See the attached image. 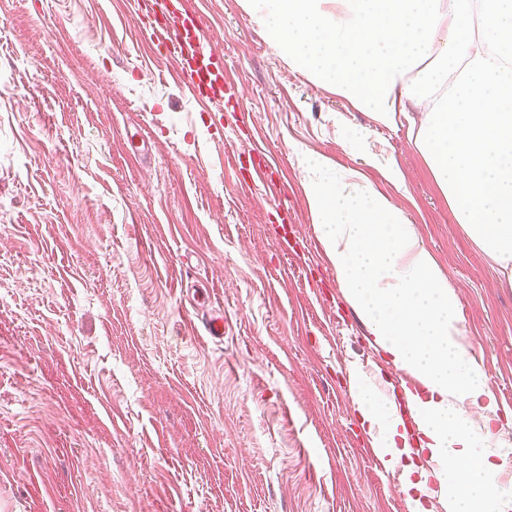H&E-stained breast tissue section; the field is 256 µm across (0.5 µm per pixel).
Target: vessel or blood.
<instances>
[{
	"mask_svg": "<svg viewBox=\"0 0 512 512\" xmlns=\"http://www.w3.org/2000/svg\"><path fill=\"white\" fill-rule=\"evenodd\" d=\"M163 22L145 26L144 34L154 45L168 48L176 62V83L202 105L223 100L224 65L221 54L206 38L205 27L189 0H158Z\"/></svg>",
	"mask_w": 512,
	"mask_h": 512,
	"instance_id": "b4317fda",
	"label": "vessel or blood"
}]
</instances>
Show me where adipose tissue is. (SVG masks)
<instances>
[{
	"mask_svg": "<svg viewBox=\"0 0 512 512\" xmlns=\"http://www.w3.org/2000/svg\"><path fill=\"white\" fill-rule=\"evenodd\" d=\"M289 64L381 123L423 107L417 132L455 220L503 272L512 273V0H246ZM306 190L313 222L347 301L374 343L415 377L409 415L366 385L353 398L384 466L401 468L414 512L437 471L458 465L445 512H512L498 492L495 454L475 452L472 412L497 405L461 335L459 299L402 211L356 171L312 158ZM419 431L410 441L407 419Z\"/></svg>",
	"mask_w": 512,
	"mask_h": 512,
	"instance_id": "adipose-tissue-1",
	"label": "adipose tissue"
}]
</instances>
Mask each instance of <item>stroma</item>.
I'll list each match as a JSON object with an SVG mask.
<instances>
[{"mask_svg": "<svg viewBox=\"0 0 512 512\" xmlns=\"http://www.w3.org/2000/svg\"><path fill=\"white\" fill-rule=\"evenodd\" d=\"M197 5L229 89L207 112L128 0H0V512H412L351 387L373 365L402 407L411 377L324 252L312 155L389 197L457 290L512 493V285L456 223L420 113L380 123L243 0Z\"/></svg>", "mask_w": 512, "mask_h": 512, "instance_id": "35a3bbf8", "label": "stroma"}]
</instances>
